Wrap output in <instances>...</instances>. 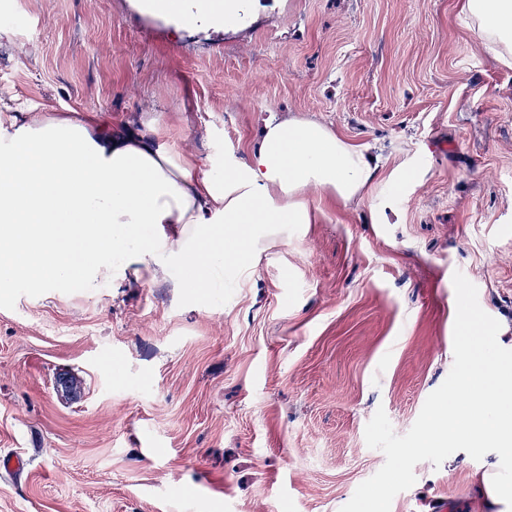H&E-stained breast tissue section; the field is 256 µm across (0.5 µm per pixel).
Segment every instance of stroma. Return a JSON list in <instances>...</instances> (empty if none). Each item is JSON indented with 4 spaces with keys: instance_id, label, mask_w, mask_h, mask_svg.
Listing matches in <instances>:
<instances>
[{
    "instance_id": "35a3bbf8",
    "label": "stroma",
    "mask_w": 512,
    "mask_h": 512,
    "mask_svg": "<svg viewBox=\"0 0 512 512\" xmlns=\"http://www.w3.org/2000/svg\"><path fill=\"white\" fill-rule=\"evenodd\" d=\"M8 3L0 103L149 110L214 169L274 111L379 169L214 292L122 257L102 287L0 284V458L25 462L0 512H489L483 454L420 445L458 306L512 363V64L461 0H284L225 34L128 0Z\"/></svg>"
}]
</instances>
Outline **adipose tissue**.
I'll return each instance as SVG.
<instances>
[{
    "mask_svg": "<svg viewBox=\"0 0 512 512\" xmlns=\"http://www.w3.org/2000/svg\"><path fill=\"white\" fill-rule=\"evenodd\" d=\"M139 11L176 29L215 31L248 25L262 0H134ZM484 47L512 61V0H463ZM377 166L316 121L270 115L258 151L206 169L173 142L166 125L142 114L138 125L110 115H56L21 102L0 109V281H76L94 287L112 260L194 270L191 287L213 291L225 272L250 260L272 226L309 224L310 195L349 203ZM465 308V345L454 387L460 404L440 406L423 446L485 452L490 505L512 512V365L478 343Z\"/></svg>",
    "mask_w": 512,
    "mask_h": 512,
    "instance_id": "obj_1",
    "label": "adipose tissue"
}]
</instances>
